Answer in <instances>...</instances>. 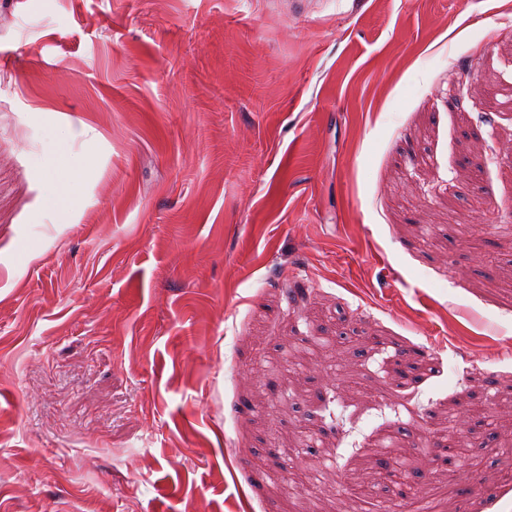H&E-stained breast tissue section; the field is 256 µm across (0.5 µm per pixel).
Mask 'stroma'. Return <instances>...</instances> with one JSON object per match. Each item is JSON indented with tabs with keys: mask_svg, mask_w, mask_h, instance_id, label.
Masks as SVG:
<instances>
[{
	"mask_svg": "<svg viewBox=\"0 0 512 512\" xmlns=\"http://www.w3.org/2000/svg\"><path fill=\"white\" fill-rule=\"evenodd\" d=\"M505 337L512 0H0V512H512ZM72 160L68 151L61 150L57 158V172L46 182L42 201L43 204L59 211L72 208L76 194L73 189L74 177H70Z\"/></svg>",
	"mask_w": 512,
	"mask_h": 512,
	"instance_id": "obj_1",
	"label": "stroma"
}]
</instances>
